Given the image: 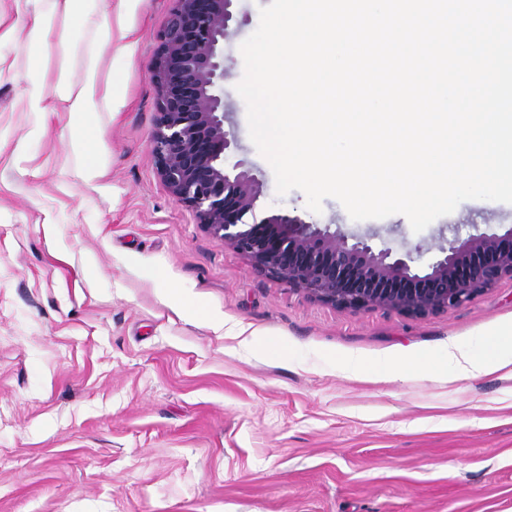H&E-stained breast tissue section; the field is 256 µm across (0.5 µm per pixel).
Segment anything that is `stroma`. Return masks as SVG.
I'll use <instances>...</instances> for the list:
<instances>
[{"instance_id": "stroma-1", "label": "stroma", "mask_w": 512, "mask_h": 512, "mask_svg": "<svg viewBox=\"0 0 512 512\" xmlns=\"http://www.w3.org/2000/svg\"><path fill=\"white\" fill-rule=\"evenodd\" d=\"M270 0H237L224 45L227 166L261 186L255 219L289 212L431 261L454 232L502 235L512 204L466 200L413 232L404 215L321 213L277 195L235 86ZM174 0H113L115 112L93 123L85 183L67 113L16 103L0 76V512H512V364L460 377L449 344L484 353L512 322V279L414 318L318 302L199 224L152 151L155 52ZM44 123L15 165V142ZM242 326L253 345L233 333Z\"/></svg>"}]
</instances>
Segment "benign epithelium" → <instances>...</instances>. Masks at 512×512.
Segmentation results:
<instances>
[{"label":"benign epithelium","mask_w":512,"mask_h":512,"mask_svg":"<svg viewBox=\"0 0 512 512\" xmlns=\"http://www.w3.org/2000/svg\"><path fill=\"white\" fill-rule=\"evenodd\" d=\"M236 0H175L158 45L154 77L157 124L152 148L177 203L257 270L335 308L395 310L412 317L459 307L512 279V231L456 239L424 272L421 253H397L367 237L280 213L249 223L260 184L224 168L231 146L224 131L220 82L229 76L221 42L233 34Z\"/></svg>","instance_id":"obj_1"}]
</instances>
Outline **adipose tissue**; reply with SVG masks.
Returning <instances> with one entry per match:
<instances>
[{
	"label": "adipose tissue",
	"instance_id": "obj_1",
	"mask_svg": "<svg viewBox=\"0 0 512 512\" xmlns=\"http://www.w3.org/2000/svg\"><path fill=\"white\" fill-rule=\"evenodd\" d=\"M34 22L24 28L0 19V49L11 45L28 54L30 74L20 99V109L38 114L56 110L68 113L73 126L85 124L95 114L114 111L118 102L111 75L103 74L100 48L112 43V19L104 0H26ZM74 14L81 21L78 37L63 44L66 53L81 67L79 79L60 70L54 85H47L39 72L58 29V18ZM490 353L477 361L457 345H449L446 362L458 374L487 373L512 364V326L490 341Z\"/></svg>",
	"mask_w": 512,
	"mask_h": 512
}]
</instances>
